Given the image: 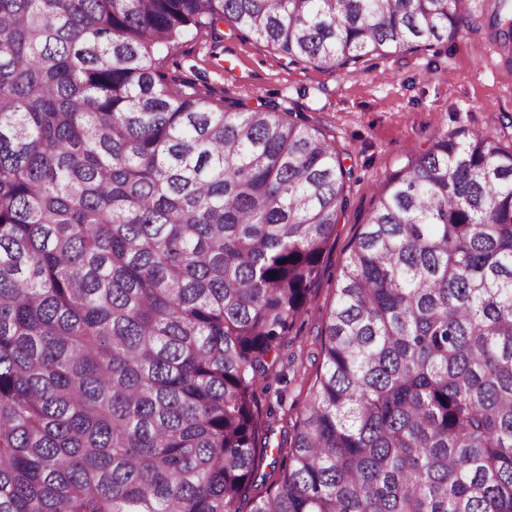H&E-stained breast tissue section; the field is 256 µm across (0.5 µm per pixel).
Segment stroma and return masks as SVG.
Segmentation results:
<instances>
[{
    "label": "stroma",
    "instance_id": "1",
    "mask_svg": "<svg viewBox=\"0 0 512 512\" xmlns=\"http://www.w3.org/2000/svg\"><path fill=\"white\" fill-rule=\"evenodd\" d=\"M485 7L484 0H471L475 27L454 41L415 53L370 55L354 72L288 66L265 42L240 35L227 22L185 39L163 61L214 102L248 108L266 102L303 113L353 169L349 205L321 275L256 395L254 413L267 432L256 453L258 491L277 480L271 462L278 449L292 445L300 412L322 370L323 332L337 280L375 205L377 186L439 134L466 129L512 139V63L480 28Z\"/></svg>",
    "mask_w": 512,
    "mask_h": 512
}]
</instances>
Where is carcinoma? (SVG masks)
I'll return each instance as SVG.
<instances>
[{
    "mask_svg": "<svg viewBox=\"0 0 512 512\" xmlns=\"http://www.w3.org/2000/svg\"><path fill=\"white\" fill-rule=\"evenodd\" d=\"M469 0H0V512H239L256 387L351 169L304 116L157 55L219 22L315 68ZM512 55V0H489ZM252 512H512V146L434 138L376 193Z\"/></svg>",
    "mask_w": 512,
    "mask_h": 512,
    "instance_id": "carcinoma-1",
    "label": "carcinoma"
}]
</instances>
